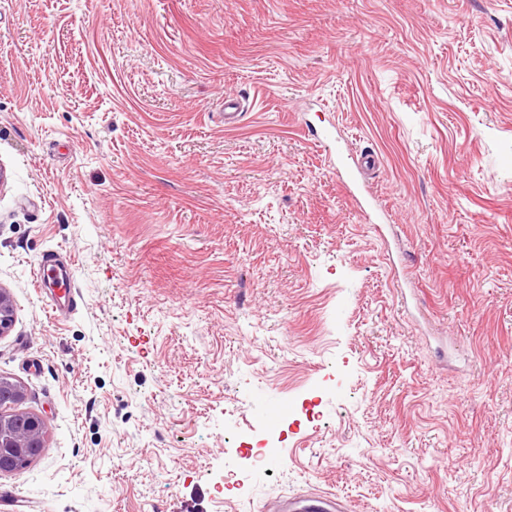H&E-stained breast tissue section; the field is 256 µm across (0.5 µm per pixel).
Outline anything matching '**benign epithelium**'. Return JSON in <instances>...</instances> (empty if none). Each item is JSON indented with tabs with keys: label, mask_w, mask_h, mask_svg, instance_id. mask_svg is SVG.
<instances>
[{
	"label": "benign epithelium",
	"mask_w": 512,
	"mask_h": 512,
	"mask_svg": "<svg viewBox=\"0 0 512 512\" xmlns=\"http://www.w3.org/2000/svg\"><path fill=\"white\" fill-rule=\"evenodd\" d=\"M14 320V308L7 289L0 288V336L9 331ZM50 430L46 417L38 414L20 418L0 412V473L13 472L17 458L39 453L45 448Z\"/></svg>",
	"instance_id": "1"
}]
</instances>
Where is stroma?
Listing matches in <instances>:
<instances>
[{
    "label": "stroma",
    "instance_id": "1",
    "mask_svg": "<svg viewBox=\"0 0 512 512\" xmlns=\"http://www.w3.org/2000/svg\"><path fill=\"white\" fill-rule=\"evenodd\" d=\"M0 287V512H512V0H0ZM43 256L36 262V281L39 286L52 288V301L50 307L53 312H63L74 309L77 306L74 288H71L73 274L70 268L56 267ZM54 286L58 287L55 291ZM0 412V473L13 472L18 457L39 453L45 448L50 430L46 417L38 414L20 418ZM285 512H340L342 510L338 501L313 494H303L289 499Z\"/></svg>",
    "mask_w": 512,
    "mask_h": 512
}]
</instances>
